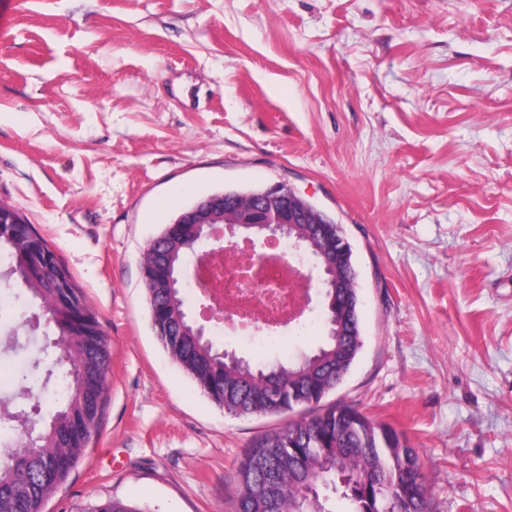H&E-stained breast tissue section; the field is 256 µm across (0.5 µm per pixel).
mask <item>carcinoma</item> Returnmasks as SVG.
Here are the masks:
<instances>
[{
	"label": "carcinoma",
	"mask_w": 512,
	"mask_h": 512,
	"mask_svg": "<svg viewBox=\"0 0 512 512\" xmlns=\"http://www.w3.org/2000/svg\"><path fill=\"white\" fill-rule=\"evenodd\" d=\"M0 256L9 260L23 281L33 273L51 283L54 270L28 263L26 250L0 237ZM46 307L47 325L56 336L73 333L59 355L61 371L33 391L28 372L19 369L13 396L41 405L51 402L49 420L35 429L36 448L0 454V512H41L46 495L55 491L80 461L92 434L78 429L86 401L85 387L108 385L111 352L100 335L97 315L73 304L62 292L47 289L38 297ZM148 311L167 324L169 354L193 384L212 402L237 415L281 414L306 406L310 413L258 439L241 461L235 512H330L325 492L350 501L351 512H427L424 465L406 438L388 424L344 405L320 408L324 387L344 376L347 350L357 351L361 337L350 323L331 322L330 298H324L321 344L308 353L276 365L231 362L197 334L185 315L183 290L147 294ZM16 419L0 418V444L21 436ZM82 512H155L151 506L109 499Z\"/></svg>",
	"instance_id": "carcinoma-1"
}]
</instances>
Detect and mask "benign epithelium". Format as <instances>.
<instances>
[{
  "label": "benign epithelium",
  "instance_id": "1",
  "mask_svg": "<svg viewBox=\"0 0 512 512\" xmlns=\"http://www.w3.org/2000/svg\"><path fill=\"white\" fill-rule=\"evenodd\" d=\"M333 220L299 196L292 188L278 185L248 193L224 191L207 195L167 224L159 236L147 244L143 254V271L167 263L175 252L186 249L195 254L193 267L221 255L224 250L244 245L251 262L242 277L256 275L266 264V244L288 242L296 249L314 248L309 232H297L300 225L310 224L319 229ZM27 226L25 218L12 206L0 202V236L10 238ZM322 265H313L307 272L296 269L297 279L304 287L302 304L288 318L268 317L252 323L255 330H273L291 324L304 314L312 302L311 290L323 296L328 289L347 288L341 271L350 267L352 248L343 236L326 237L325 246L318 251ZM187 269L174 275L148 280L151 288H174L183 284Z\"/></svg>",
  "mask_w": 512,
  "mask_h": 512
}]
</instances>
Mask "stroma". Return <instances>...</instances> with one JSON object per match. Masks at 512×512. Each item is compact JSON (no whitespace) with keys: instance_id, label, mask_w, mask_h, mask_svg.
<instances>
[{"instance_id":"obj_1","label":"stroma","mask_w":512,"mask_h":512,"mask_svg":"<svg viewBox=\"0 0 512 512\" xmlns=\"http://www.w3.org/2000/svg\"><path fill=\"white\" fill-rule=\"evenodd\" d=\"M284 183L353 247L363 345L324 399L404 435L429 512H512V0H0V201L109 339L98 431L44 512H233L285 422L201 394L150 325L143 252L209 193ZM209 322L287 360L323 332ZM82 512H154V510L148 504L109 499L104 502L91 504L82 509Z\"/></svg>"}]
</instances>
